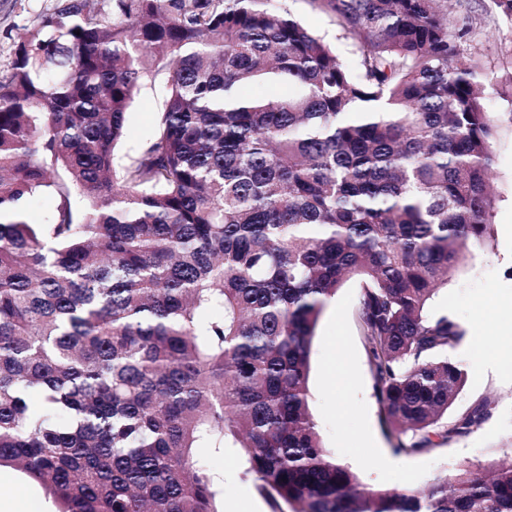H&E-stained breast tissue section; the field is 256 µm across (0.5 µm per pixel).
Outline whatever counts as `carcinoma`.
<instances>
[{"instance_id":"cac0c4a2","label":"carcinoma","mask_w":512,"mask_h":512,"mask_svg":"<svg viewBox=\"0 0 512 512\" xmlns=\"http://www.w3.org/2000/svg\"><path fill=\"white\" fill-rule=\"evenodd\" d=\"M445 2L311 0L353 68L288 0H66L19 39L0 80V466L59 512H222L196 448L240 449L272 512H512V461L369 488L309 408L319 320L354 280L395 453L491 416L484 399L443 422L466 330L429 312L491 245L500 121ZM159 75L156 131L117 171ZM42 193L52 218L30 224ZM165 87L160 81L146 82L139 95L127 111V123L133 137L120 144L115 149L116 163H122L125 154L131 148H136L149 140L153 135L162 112L165 101Z\"/></svg>"}]
</instances>
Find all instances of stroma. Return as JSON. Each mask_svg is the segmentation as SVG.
I'll list each match as a JSON object with an SVG mask.
<instances>
[{"instance_id": "obj_1", "label": "stroma", "mask_w": 512, "mask_h": 512, "mask_svg": "<svg viewBox=\"0 0 512 512\" xmlns=\"http://www.w3.org/2000/svg\"><path fill=\"white\" fill-rule=\"evenodd\" d=\"M63 3L0 0V78L10 70L19 38ZM450 20L473 27L470 49L487 72L489 110L512 112V24L501 18L491 0H454ZM165 95L163 83H145L127 111L133 136L116 147V160L153 135ZM494 154V240L488 248L470 251L429 306L431 313L453 317L466 330L462 342L448 352L466 372L450 412L456 415L481 400L492 401V415L481 429L420 455L394 453L395 439L381 420L371 366L352 317L359 294L356 282L337 292L319 321L311 349L310 409L324 447L369 487L422 490L436 476L503 457L512 444V331L503 326L512 318V277L507 274L512 268V122L502 121ZM196 454L223 477L224 501L236 512H270L236 449L217 454L200 448Z\"/></svg>"}]
</instances>
